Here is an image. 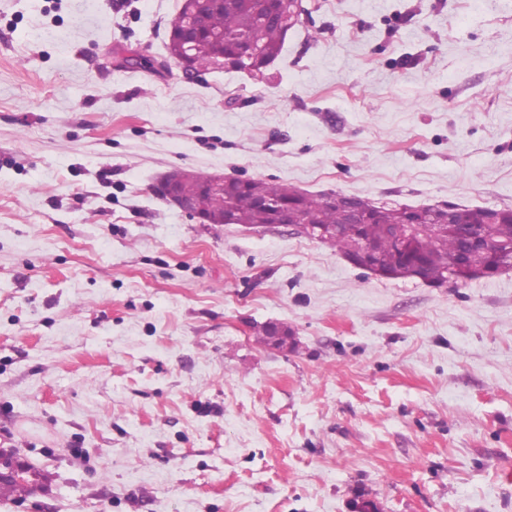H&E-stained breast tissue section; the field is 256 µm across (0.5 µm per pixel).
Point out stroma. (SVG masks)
Returning a JSON list of instances; mask_svg holds the SVG:
<instances>
[{
    "label": "stroma",
    "instance_id": "stroma-1",
    "mask_svg": "<svg viewBox=\"0 0 512 512\" xmlns=\"http://www.w3.org/2000/svg\"><path fill=\"white\" fill-rule=\"evenodd\" d=\"M180 3L0 0V451L36 472L0 512H512V271L383 279L150 191L512 207V0H304L256 78L184 75Z\"/></svg>",
    "mask_w": 512,
    "mask_h": 512
}]
</instances>
